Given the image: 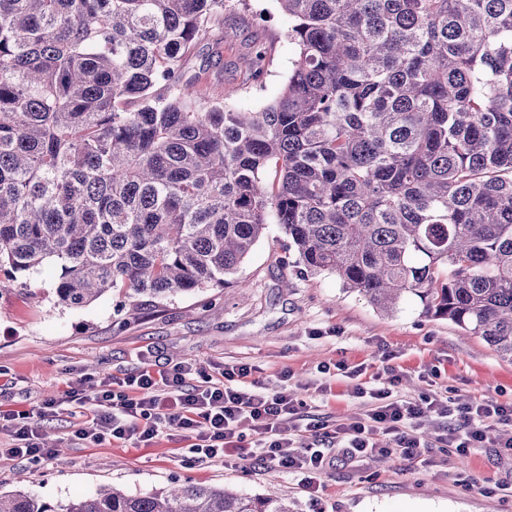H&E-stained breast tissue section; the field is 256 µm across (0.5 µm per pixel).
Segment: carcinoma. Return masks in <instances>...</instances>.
Listing matches in <instances>:
<instances>
[{"mask_svg":"<svg viewBox=\"0 0 512 512\" xmlns=\"http://www.w3.org/2000/svg\"><path fill=\"white\" fill-rule=\"evenodd\" d=\"M295 57L258 110L196 89L238 0H0V273L61 268L58 305L222 288L268 225L305 273L512 362V0H276ZM263 49L242 84L265 75ZM296 512L195 483L57 510Z\"/></svg>","mask_w":512,"mask_h":512,"instance_id":"carcinoma-1","label":"carcinoma"}]
</instances>
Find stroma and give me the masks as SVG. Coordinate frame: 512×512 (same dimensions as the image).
<instances>
[{
    "label": "stroma",
    "instance_id": "35a3bbf8",
    "mask_svg": "<svg viewBox=\"0 0 512 512\" xmlns=\"http://www.w3.org/2000/svg\"><path fill=\"white\" fill-rule=\"evenodd\" d=\"M264 3L260 21L251 8L225 11L223 67H206L199 57L189 63L204 83L223 86L225 104L235 108L253 110L277 98L295 56L290 18L275 0ZM261 46L271 52L267 75L261 85L242 88V62ZM284 239L271 226L242 265L249 299L235 286L210 288L142 303L131 317L120 312L115 296L79 310L59 306L54 284L61 269L53 262L15 282L0 275V410L36 408L67 386L85 387L90 376L125 377L138 368L142 350L157 369L193 364L194 385L220 366L249 364L269 390L284 384L295 390L311 418L340 421L361 413L356 385L392 373L405 399L512 402V362L481 337L422 315L418 301L385 315L333 274H299L282 262ZM284 275L293 282L287 290L279 286ZM336 362L342 365L336 375L319 372L320 364ZM355 367L361 375H352ZM90 416L65 403L41 419L59 454L40 463L0 459V493L22 489L55 507L103 486L136 495L192 481L283 496L298 512H512V455L496 448L492 428L484 447L464 457L440 447L444 428L432 417L423 423L432 448L428 463L390 457L379 466L370 456H337L315 504L295 475L249 460L198 462L179 440L162 437L147 447L76 440V423Z\"/></svg>",
    "mask_w": 512,
    "mask_h": 512
}]
</instances>
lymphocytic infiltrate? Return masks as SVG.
<instances>
[{
  "instance_id": "obj_1",
  "label": "lymphocytic infiltrate",
  "mask_w": 512,
  "mask_h": 512,
  "mask_svg": "<svg viewBox=\"0 0 512 512\" xmlns=\"http://www.w3.org/2000/svg\"><path fill=\"white\" fill-rule=\"evenodd\" d=\"M192 366L176 364L153 369L143 364L123 379L102 378L89 389H70L63 398L44 400L36 411L9 410L0 413V434L9 436V447L0 448V458L27 457L35 461L51 458L39 435L38 421L61 403L78 407L93 405L91 419L74 431L78 440L101 443L136 439L151 444L162 436L189 442L198 459L256 457L263 465L300 475L303 488L318 496L321 478L332 464L331 451L343 449L354 457L369 454H399L407 460L425 456L428 444L418 423L433 415L447 424L441 442L465 455L481 447L484 423L512 425V404L483 401L466 406L452 400L425 396L414 400L395 398L398 377L383 387L357 386L355 397L364 399L366 411L347 424L325 418L306 422L311 444L296 445L294 433L307 403L294 392L266 391L245 364L227 366L219 379L187 385ZM389 437L377 443V434Z\"/></svg>"
}]
</instances>
